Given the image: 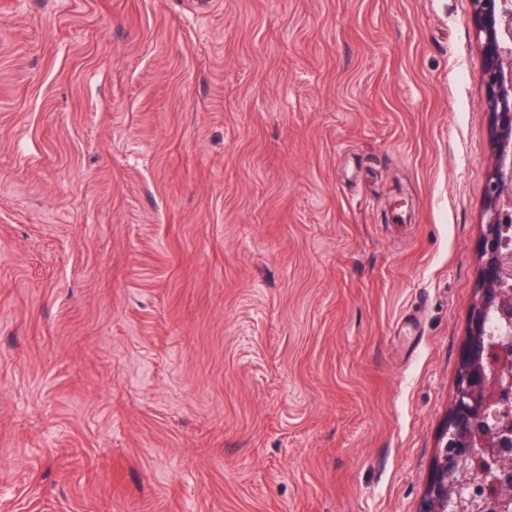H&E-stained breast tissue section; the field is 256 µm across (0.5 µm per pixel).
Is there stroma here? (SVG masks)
<instances>
[{"label": "stroma", "instance_id": "35a3bbf8", "mask_svg": "<svg viewBox=\"0 0 512 512\" xmlns=\"http://www.w3.org/2000/svg\"><path fill=\"white\" fill-rule=\"evenodd\" d=\"M472 0H0V512H419L493 153Z\"/></svg>", "mask_w": 512, "mask_h": 512}]
</instances>
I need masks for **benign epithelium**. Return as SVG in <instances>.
<instances>
[{"mask_svg":"<svg viewBox=\"0 0 512 512\" xmlns=\"http://www.w3.org/2000/svg\"><path fill=\"white\" fill-rule=\"evenodd\" d=\"M474 20L483 38V83L487 112L495 137L486 187V229L479 242V299L470 314V330L461 370L435 461V474L420 512H451L470 503L477 512H490L482 482L468 477L469 463L484 448L472 439L474 426L490 403L512 397V369L499 364L491 372L474 369L489 354L486 321L489 310L512 312V253L504 250L499 224L512 223V0H473Z\"/></svg>","mask_w":512,"mask_h":512,"instance_id":"obj_1","label":"benign epithelium"}]
</instances>
